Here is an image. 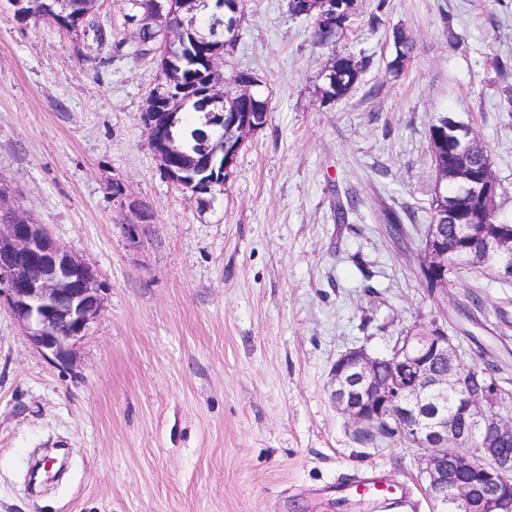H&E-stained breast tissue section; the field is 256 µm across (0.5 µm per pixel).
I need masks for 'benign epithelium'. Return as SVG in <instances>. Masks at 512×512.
<instances>
[{"mask_svg":"<svg viewBox=\"0 0 512 512\" xmlns=\"http://www.w3.org/2000/svg\"><path fill=\"white\" fill-rule=\"evenodd\" d=\"M186 2L167 0L168 7L142 17L138 25L155 26L164 40L172 41L164 14ZM239 13L234 9L232 19L224 21L218 55L211 60L216 73H222L224 49L237 41ZM266 119L265 112L243 117L218 113L224 138L236 142L221 174H231L236 154ZM476 154L471 129L448 117L453 175L437 174L434 193L442 194L451 179L491 214L499 182L489 167L475 163ZM425 240L418 270L434 288L447 287L448 279L440 274L456 253L491 262L498 276L512 278V224H467L454 240L448 238V225L431 224ZM0 287L37 350L55 363H71L100 308V282L93 267L56 239L47 225L24 215L16 224H0ZM466 361L447 325L437 320L416 324L397 337L385 356H373L362 347L341 354L331 373V399L362 439L381 440L391 431L417 449L437 512H512V452L499 447L512 439V386L464 366ZM450 394L455 397L451 406ZM458 447L467 452L456 451Z\"/></svg>","mask_w":512,"mask_h":512,"instance_id":"7a95c632","label":"benign epithelium"}]
</instances>
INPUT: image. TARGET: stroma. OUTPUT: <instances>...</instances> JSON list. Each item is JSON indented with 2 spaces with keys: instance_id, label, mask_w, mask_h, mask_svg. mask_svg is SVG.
<instances>
[{
  "instance_id": "stroma-1",
  "label": "stroma",
  "mask_w": 512,
  "mask_h": 512,
  "mask_svg": "<svg viewBox=\"0 0 512 512\" xmlns=\"http://www.w3.org/2000/svg\"><path fill=\"white\" fill-rule=\"evenodd\" d=\"M131 12L99 0L101 45L17 21L0 0V181L102 286L70 365L41 355L0 297V512H375L336 497L362 472L407 485L408 512H434L415 449L357 440L330 370L437 319L512 378V282L476 270L432 289L417 273L437 116L471 125L512 224V77L493 66L512 59V0H357L324 47L287 0H243L222 70L257 78L270 114L205 209L150 147L158 68L133 55ZM396 28L414 48L394 72ZM345 56L365 69L323 101L325 69ZM116 182L152 209L136 234ZM43 448L65 449L67 470L30 481Z\"/></svg>"
}]
</instances>
